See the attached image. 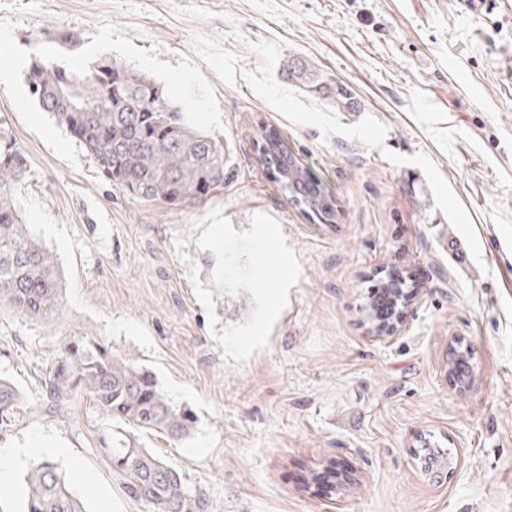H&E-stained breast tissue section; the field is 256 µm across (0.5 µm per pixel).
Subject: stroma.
<instances>
[{
  "instance_id": "1",
  "label": "stroma",
  "mask_w": 512,
  "mask_h": 512,
  "mask_svg": "<svg viewBox=\"0 0 512 512\" xmlns=\"http://www.w3.org/2000/svg\"><path fill=\"white\" fill-rule=\"evenodd\" d=\"M40 50L74 68L118 59L165 84L223 142V187L172 208L105 181L29 95ZM292 56L348 86L357 111L289 79ZM4 69L0 124L30 168L16 202L57 260L64 307L46 322L0 307V378L23 395L0 448L65 449L56 463L87 512H149L103 456L113 426L89 397L43 400L40 377L86 329L195 411L180 445L139 441L203 487L211 512H512V0H0ZM264 126L324 177L333 223L307 217L256 162ZM213 208L239 232L252 214L276 218L302 269L267 347L243 364L224 359L187 275L197 265L212 290L216 259L192 224ZM452 236L472 275L449 256ZM389 270L412 297L378 341L360 304ZM460 344L464 389L449 362ZM428 441L463 469L425 471ZM330 461L350 479L332 499L311 481Z\"/></svg>"
}]
</instances>
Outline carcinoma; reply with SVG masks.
Instances as JSON below:
<instances>
[{"instance_id":"obj_1","label":"carcinoma","mask_w":512,"mask_h":512,"mask_svg":"<svg viewBox=\"0 0 512 512\" xmlns=\"http://www.w3.org/2000/svg\"><path fill=\"white\" fill-rule=\"evenodd\" d=\"M288 72L307 85H321L315 66L292 58ZM39 108L79 141L115 188L144 201L191 206L224 186V144L186 123L167 87L114 59L71 68L38 51L26 75ZM257 162L283 196L302 213L331 221L335 198L312 169L295 164L280 133L262 129L253 141ZM25 155L0 127V306L32 319L60 313L62 295L53 256L33 237L15 205V189L28 176ZM47 404L55 408L81 388L121 429L104 452L126 492L150 512H211L202 487L136 443V433L161 432L174 442L194 428L192 411L168 398L156 377L132 359L112 353L94 334L76 332L43 378ZM21 393L0 379V421L5 423ZM25 512H85L58 466L45 459L26 475Z\"/></svg>"}]
</instances>
